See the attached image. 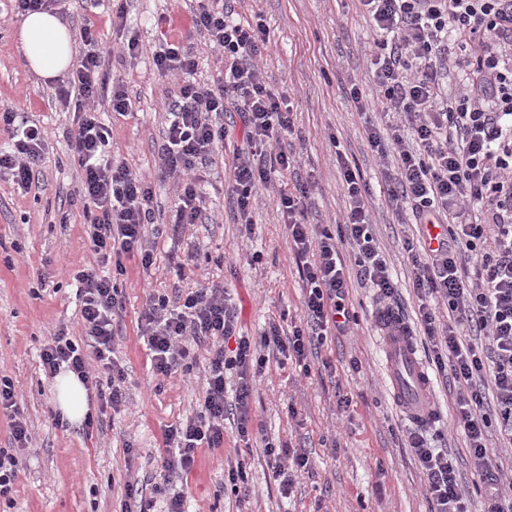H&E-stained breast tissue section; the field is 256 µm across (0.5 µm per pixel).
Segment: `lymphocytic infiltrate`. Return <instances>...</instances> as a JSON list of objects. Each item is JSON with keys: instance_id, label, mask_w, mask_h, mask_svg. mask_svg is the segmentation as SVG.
Instances as JSON below:
<instances>
[{"instance_id": "lymphocytic-infiltrate-1", "label": "lymphocytic infiltrate", "mask_w": 512, "mask_h": 512, "mask_svg": "<svg viewBox=\"0 0 512 512\" xmlns=\"http://www.w3.org/2000/svg\"><path fill=\"white\" fill-rule=\"evenodd\" d=\"M360 3L376 35L378 51L368 69L376 95L365 100L356 88L352 97L359 111L379 112V120L366 122L368 143L381 159L395 158V167L385 172L390 198L408 223L421 228L417 239L406 242L420 301L414 331L429 361L459 388L453 410L477 474L488 485L484 512H512L492 478L487 446L495 424L512 438V0ZM191 25L220 53L223 67L211 85H180L170 103L173 118L158 151V170L184 180L169 227L154 222L151 178L130 171L106 150L111 131L96 99L107 96L112 112L121 116L130 114L134 103L122 81L109 84L101 77L91 29H83L77 64L58 90L72 113L67 139L82 171L86 234L100 262L74 279L81 324L101 371L89 370L83 348L63 327L40 358L48 377L63 369L74 372L87 389L96 390L102 408L115 412L125 406L128 391L125 368L113 358L114 321L125 310L117 277L128 257L150 271V235L167 229L179 235L201 223L206 207L194 172L226 146L225 112H237L242 122L232 188L244 229L253 224L252 196L292 165L284 145L292 133L290 115L266 88L257 65L269 40L263 20L245 23L214 8L211 0H197ZM454 69L463 72L464 83L452 94L448 76ZM0 127L12 139L11 149L0 151V174L28 190L49 132L21 122L13 106L0 108ZM343 172L349 212L337 229L306 223L307 188L282 187L275 196L306 285V322L291 334L273 321L259 335L240 334L238 310L217 284L173 298L148 294L137 330L152 354L155 374L190 373L195 347L206 346L209 355L198 411L163 431L165 448L157 464L163 485L193 470L197 449L223 448L226 416L235 417L240 439L250 441L253 383L266 364L262 350H275L302 366L328 337L348 329L350 277L343 242L355 244L358 275L376 288L382 315L393 314L396 289L371 233L366 188L351 166ZM441 305L448 310L444 320L437 313ZM230 337L236 346L228 355L224 341ZM489 397L495 402L491 413L484 408ZM407 442L435 512H469L455 458L429 448L422 431L410 432ZM265 453L286 491L309 461L302 449L271 442Z\"/></svg>"}]
</instances>
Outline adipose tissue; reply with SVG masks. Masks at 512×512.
I'll return each mask as SVG.
<instances>
[{
	"label": "adipose tissue",
	"mask_w": 512,
	"mask_h": 512,
	"mask_svg": "<svg viewBox=\"0 0 512 512\" xmlns=\"http://www.w3.org/2000/svg\"><path fill=\"white\" fill-rule=\"evenodd\" d=\"M74 37L69 26L55 14L32 11L24 15L19 45L28 68L51 80L66 73L72 62ZM53 401L63 420L82 421L89 411L87 391L77 375L60 371L53 383Z\"/></svg>",
	"instance_id": "obj_1"
}]
</instances>
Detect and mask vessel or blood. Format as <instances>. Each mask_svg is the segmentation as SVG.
<instances>
[{"label": "vessel or blood", "mask_w": 512, "mask_h": 512, "mask_svg": "<svg viewBox=\"0 0 512 512\" xmlns=\"http://www.w3.org/2000/svg\"><path fill=\"white\" fill-rule=\"evenodd\" d=\"M384 349L396 400L410 415L430 419L429 379L412 337L402 327H395L391 335L385 337Z\"/></svg>", "instance_id": "vessel-or-blood-1"}]
</instances>
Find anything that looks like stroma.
<instances>
[{
	"label": "stroma",
	"instance_id": "obj_1",
	"mask_svg": "<svg viewBox=\"0 0 512 512\" xmlns=\"http://www.w3.org/2000/svg\"><path fill=\"white\" fill-rule=\"evenodd\" d=\"M194 0H68L61 15L72 32L92 26L106 48L102 70L124 82L136 103L132 115L105 114L112 130L108 151L131 170L155 172L168 105L181 76H159L152 54L178 39L174 19H190ZM237 19L261 17L269 43L258 59L267 85L283 97L294 126L287 139L293 163L287 188L305 184L306 220L344 223L349 200L339 160L356 168L367 189L372 233L391 264L398 303L415 322L419 301L405 242L416 234L399 223L384 181V167L367 141L365 117L351 96L374 89L366 74L374 35L359 0H224ZM124 9V28L112 16ZM20 17L10 0H0V106L20 107L52 137L30 192L0 177V378L13 381L17 402L36 446L17 454L18 477L0 512H122L126 484L151 483L155 459L164 448L165 426L197 409L204 387L206 349L196 352L190 375L155 376L151 354L137 334V317L148 292L174 295L197 282L224 286L239 311L241 333L253 336L272 320L304 323V288L287 230L274 205V192L259 189L251 200L252 234L237 222L231 191L232 154L218 153L204 164L200 189L212 216L191 235L159 236L155 261L143 272L138 259L125 262L118 279L126 304L116 325L115 351L131 384L124 411H100L91 404L92 423L57 421L51 379L40 353L56 326L85 345L72 275L94 264L85 233L80 169L69 155V112L56 97V81L43 80L24 65L16 40ZM125 36L137 37L142 52L127 57ZM260 262H252L253 253ZM187 259L184 279L174 269ZM53 276L40 280L44 266ZM350 308L356 317L343 334L329 337L310 357V371L268 354L264 375L252 397L256 431L240 440L232 421L224 423V447L198 449L194 468L176 485L188 512H434L423 474L406 436L416 426L391 396L378 324L381 306L372 288L352 281ZM430 397L437 417L424 427L430 447L457 461L458 479L471 512H483L485 486L453 418L458 387L430 370ZM350 405L340 410L339 395ZM304 449L292 493H283L268 465L266 442ZM242 462L252 496L239 500L224 487L227 461Z\"/></svg>",
	"mask_w": 512,
	"mask_h": 512
}]
</instances>
